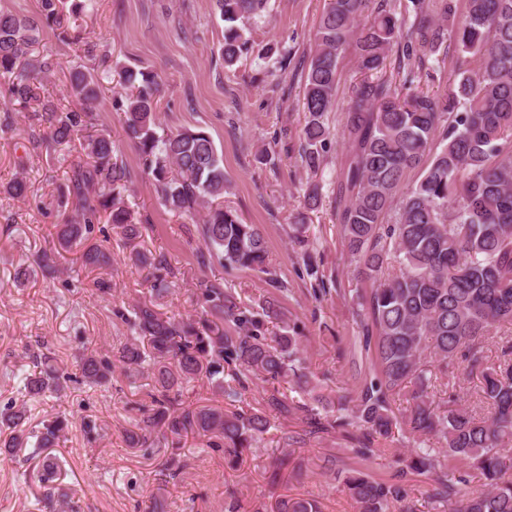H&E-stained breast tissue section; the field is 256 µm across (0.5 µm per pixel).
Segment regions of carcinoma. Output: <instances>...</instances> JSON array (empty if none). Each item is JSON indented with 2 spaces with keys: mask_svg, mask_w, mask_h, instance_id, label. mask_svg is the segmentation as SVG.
Listing matches in <instances>:
<instances>
[{
  "mask_svg": "<svg viewBox=\"0 0 512 512\" xmlns=\"http://www.w3.org/2000/svg\"><path fill=\"white\" fill-rule=\"evenodd\" d=\"M268 0H216L224 19V67L232 68L253 48L251 35L236 25L261 13ZM376 6L365 15L370 3ZM398 16L388 0H328L314 34L315 49L305 77V125L298 151L300 165L318 173L328 151L327 114L340 81L339 62L353 49L361 78L354 82L343 121L349 158L336 185L337 220L357 277L370 287L356 295L363 335L359 346L370 359L351 404H340L330 419L306 404L288 403L280 392L293 382L308 388L301 339L289 332L267 337L264 321L280 316L276 300L260 310L237 301L219 283L203 282L196 320H178L161 311L172 286L162 255L134 250L135 261L151 275L149 299L131 306L125 321L134 335L108 359L90 352L80 361L83 379L98 386L113 362L152 375V414L140 435H128L130 447L158 430L164 446L192 433L207 447L221 448L232 464L254 447L271 427L270 414L298 415L309 433L331 429L364 430L352 449L364 460L378 452L375 438L399 430L414 448L397 470L398 480L376 479L353 469L343 479L357 512H415L407 474L431 475V498L446 512H512V479L504 476V451L512 452V0H410ZM86 0H41L32 16L0 11V87L8 101L0 130L13 126L12 113L33 110L48 130L47 146L68 148L84 138L85 159L71 165L69 194L77 220L56 225L63 249L82 246L80 268L93 272L111 263L105 247L91 242L101 217L121 230L129 244L141 237L140 225L125 205L130 175L113 159L110 133L94 132L93 108L101 77L82 65L68 72L71 96L81 105L65 109L45 96L43 80L63 69L58 58L39 50L44 28L55 27L64 43L83 44L79 26L63 24V12L79 15ZM454 49L456 62L448 89L431 95L418 89L422 73L440 71V55ZM395 56L394 73L386 61ZM129 89L118 103L124 133L136 146L142 170L151 177L166 209L179 217L204 208L200 224L202 263L266 271L265 237L256 224L243 223L224 206V158L209 132L193 127L160 136L157 128L158 75L152 70H123ZM420 178L403 187L410 169ZM499 337L501 355L485 365V348ZM479 373L482 416L461 404L455 368ZM206 378L224 403L242 402L249 383L271 385L262 408L228 411L220 405H183V385ZM57 379L52 358L24 378L27 395L45 394ZM444 380L448 407L436 405L429 389ZM406 394L408 408L395 413L393 396ZM30 408H9L6 424L14 430L8 447H55L66 419L22 429ZM435 437L442 448L425 446ZM464 461L485 480L480 492L459 489L467 479L448 461ZM277 512H320L312 499L283 498Z\"/></svg>",
  "mask_w": 512,
  "mask_h": 512,
  "instance_id": "obj_1",
  "label": "carcinoma"
}]
</instances>
